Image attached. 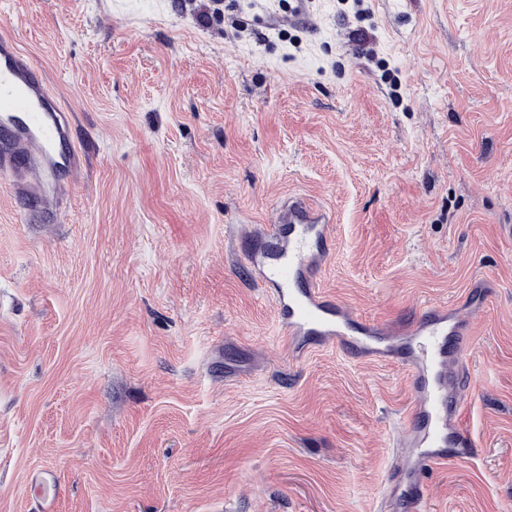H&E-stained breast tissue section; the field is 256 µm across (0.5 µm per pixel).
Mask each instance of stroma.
Here are the masks:
<instances>
[{
  "instance_id": "35a3bbf8",
  "label": "stroma",
  "mask_w": 512,
  "mask_h": 512,
  "mask_svg": "<svg viewBox=\"0 0 512 512\" xmlns=\"http://www.w3.org/2000/svg\"><path fill=\"white\" fill-rule=\"evenodd\" d=\"M91 155L56 220L0 183V512H378L399 365L292 361L253 227L335 214L316 280L404 326L472 316L469 463L427 512H512V0H0ZM57 474L50 467H43L31 472L28 487L40 502L41 512H54L56 503Z\"/></svg>"
}]
</instances>
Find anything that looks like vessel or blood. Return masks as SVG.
<instances>
[{"instance_id":"vessel-or-blood-1","label":"vessel or blood","mask_w":512,"mask_h":512,"mask_svg":"<svg viewBox=\"0 0 512 512\" xmlns=\"http://www.w3.org/2000/svg\"><path fill=\"white\" fill-rule=\"evenodd\" d=\"M71 113L59 105L32 57L10 34L0 35V177L22 202L21 223L56 212L85 158L72 141ZM268 244L248 257L252 277L268 294L276 335L294 359L336 347L356 359L391 361L409 375L411 421L393 446L400 458L384 496L402 512H426L430 477L443 465L472 460L477 443L462 424L466 390L460 370L471 346V315L456 305L426 307L403 331L364 320L329 299L315 273L329 258L332 214L300 196L275 209ZM57 474L31 472L40 512H55Z\"/></svg>"}]
</instances>
